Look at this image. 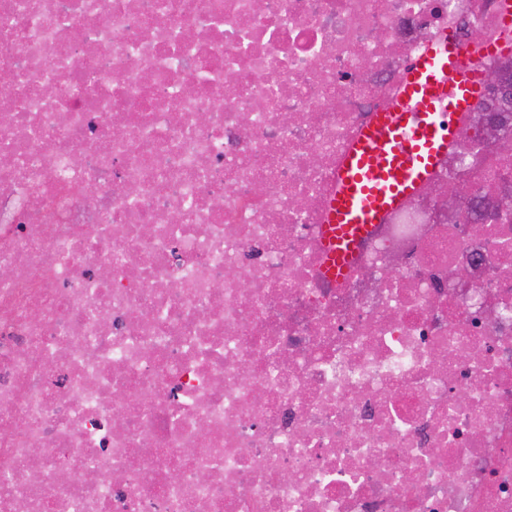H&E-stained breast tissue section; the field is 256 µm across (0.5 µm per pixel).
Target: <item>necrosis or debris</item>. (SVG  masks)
I'll use <instances>...</instances> for the list:
<instances>
[{
    "instance_id": "necrosis-or-debris-1",
    "label": "necrosis or debris",
    "mask_w": 512,
    "mask_h": 512,
    "mask_svg": "<svg viewBox=\"0 0 512 512\" xmlns=\"http://www.w3.org/2000/svg\"><path fill=\"white\" fill-rule=\"evenodd\" d=\"M507 12L0 0V512H512V138L450 145L343 284L321 238L408 61L499 68Z\"/></svg>"
}]
</instances>
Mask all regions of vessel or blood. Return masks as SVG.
I'll list each match as a JSON object with an SVG mask.
<instances>
[{
    "label": "vessel or blood",
    "instance_id": "obj_1",
    "mask_svg": "<svg viewBox=\"0 0 512 512\" xmlns=\"http://www.w3.org/2000/svg\"><path fill=\"white\" fill-rule=\"evenodd\" d=\"M455 38L413 58L398 106L379 112L348 148L336 175L322 237L325 272L344 279L361 238L431 177L452 142L458 120L483 92L477 64L460 62Z\"/></svg>",
    "mask_w": 512,
    "mask_h": 512
}]
</instances>
